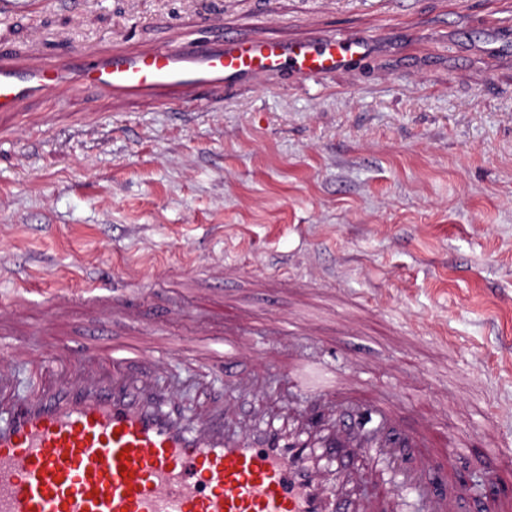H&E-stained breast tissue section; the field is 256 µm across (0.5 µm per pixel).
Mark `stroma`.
Segmentation results:
<instances>
[{
    "mask_svg": "<svg viewBox=\"0 0 512 512\" xmlns=\"http://www.w3.org/2000/svg\"><path fill=\"white\" fill-rule=\"evenodd\" d=\"M512 0H25L0 8L13 61L175 46L233 32L372 36L363 64L314 84L288 72L201 91L181 111L94 89L0 112V299L34 297L0 354L37 334L103 336L56 289L105 284L141 303L112 323L159 334L190 377L201 331L246 320L212 388L260 377L245 422L284 381L267 363L333 360L426 405L446 436L512 442ZM294 327L282 337L283 324Z\"/></svg>",
    "mask_w": 512,
    "mask_h": 512,
    "instance_id": "obj_1",
    "label": "stroma"
}]
</instances>
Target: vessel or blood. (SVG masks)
Instances as JSON below:
<instances>
[{
    "label": "vessel or blood",
    "mask_w": 512,
    "mask_h": 512,
    "mask_svg": "<svg viewBox=\"0 0 512 512\" xmlns=\"http://www.w3.org/2000/svg\"><path fill=\"white\" fill-rule=\"evenodd\" d=\"M369 36L336 32L315 40L192 38L176 47L91 54L17 66L0 61V112L38 97L96 89L138 96L180 111L199 88L289 70L320 80L372 53ZM101 309L103 320L130 313L126 295L66 289L49 296L44 313L63 323L77 297ZM162 339L87 340L64 348H17L35 370L36 387L13 395L0 366V512H384L390 499L416 497L421 512H458L463 496L447 470L442 437L425 414L418 427L401 424L403 406L384 389L353 383L326 361L293 359L283 375L294 390L284 405L294 425L275 418L244 426L236 398L257 379L216 392L196 420L186 415L160 377ZM239 332L203 337L194 361L230 362ZM486 467L512 472V446L486 426ZM386 462L395 479L373 496H355L352 459Z\"/></svg>",
    "instance_id": "1"
}]
</instances>
